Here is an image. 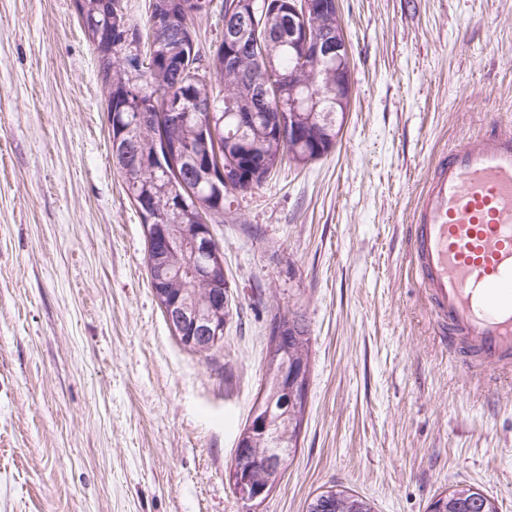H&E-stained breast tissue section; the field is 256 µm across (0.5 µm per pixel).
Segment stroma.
I'll return each mask as SVG.
<instances>
[{"mask_svg":"<svg viewBox=\"0 0 512 512\" xmlns=\"http://www.w3.org/2000/svg\"><path fill=\"white\" fill-rule=\"evenodd\" d=\"M339 4L354 91L336 145L212 225L232 317L202 356L151 288L73 0H0V512H306L336 485L428 512L463 484L512 512V373L449 352L411 262L439 155L512 133V0ZM294 313L306 412L251 510L228 471L271 323ZM292 324V329L288 332L290 342L288 347L292 349L293 355L298 358H304L309 363V336L308 329L301 316L294 315L289 319L288 324Z\"/></svg>","mask_w":512,"mask_h":512,"instance_id":"35a3bbf8","label":"stroma"}]
</instances>
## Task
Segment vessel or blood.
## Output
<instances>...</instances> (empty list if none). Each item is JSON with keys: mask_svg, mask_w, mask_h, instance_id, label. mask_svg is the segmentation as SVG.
Returning a JSON list of instances; mask_svg holds the SVG:
<instances>
[{"mask_svg": "<svg viewBox=\"0 0 512 512\" xmlns=\"http://www.w3.org/2000/svg\"><path fill=\"white\" fill-rule=\"evenodd\" d=\"M413 223L415 270L449 350L511 371L512 134L443 153Z\"/></svg>", "mask_w": 512, "mask_h": 512, "instance_id": "b4317fda", "label": "vessel or blood"}]
</instances>
